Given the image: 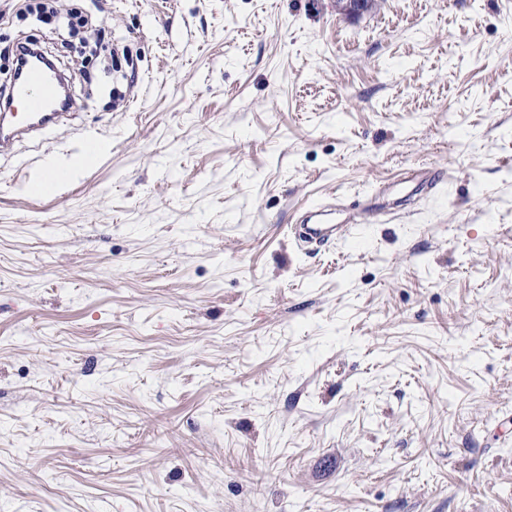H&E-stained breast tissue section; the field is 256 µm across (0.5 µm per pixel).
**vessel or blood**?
I'll return each mask as SVG.
<instances>
[{
	"instance_id": "b4317fda",
	"label": "vessel or blood",
	"mask_w": 512,
	"mask_h": 512,
	"mask_svg": "<svg viewBox=\"0 0 512 512\" xmlns=\"http://www.w3.org/2000/svg\"><path fill=\"white\" fill-rule=\"evenodd\" d=\"M57 90L50 73L41 67H28L13 81L7 101L8 112L0 114V148L28 135L45 132L59 124L66 116L64 107L56 103ZM382 213L363 207L348 214L344 223L324 218L319 208H311L310 214L296 225L298 241L322 245L330 240L348 241L356 238L364 224H377Z\"/></svg>"
}]
</instances>
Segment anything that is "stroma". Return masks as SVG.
I'll return each mask as SVG.
<instances>
[{
    "label": "stroma",
    "instance_id": "1",
    "mask_svg": "<svg viewBox=\"0 0 512 512\" xmlns=\"http://www.w3.org/2000/svg\"><path fill=\"white\" fill-rule=\"evenodd\" d=\"M53 5L105 39L0 0L75 114L0 151V512H512V0ZM352 210L359 209V205H353ZM319 207L310 208V215L301 224H295V235L298 241L305 244L323 245L336 238L340 241H348L359 234L360 224H378L382 221L384 213L373 211L365 206L356 212L349 213L344 224H336V219L322 218Z\"/></svg>",
    "mask_w": 512,
    "mask_h": 512
}]
</instances>
